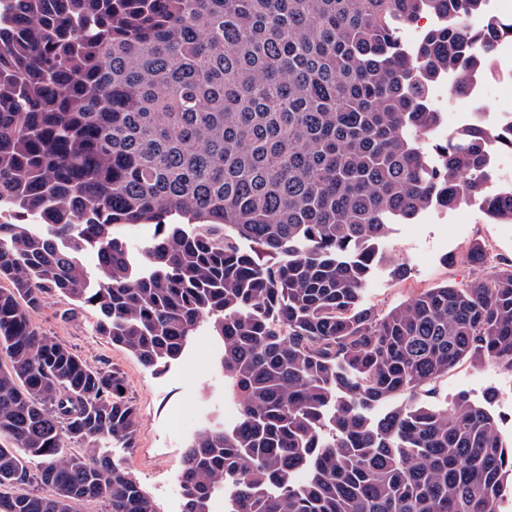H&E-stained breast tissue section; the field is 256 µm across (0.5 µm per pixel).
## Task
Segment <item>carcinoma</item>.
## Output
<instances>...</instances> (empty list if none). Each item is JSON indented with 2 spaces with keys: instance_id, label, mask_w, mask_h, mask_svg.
Here are the masks:
<instances>
[{
  "instance_id": "cac0c4a2",
  "label": "carcinoma",
  "mask_w": 512,
  "mask_h": 512,
  "mask_svg": "<svg viewBox=\"0 0 512 512\" xmlns=\"http://www.w3.org/2000/svg\"><path fill=\"white\" fill-rule=\"evenodd\" d=\"M485 6L0 0V512H157L107 452L135 446L125 378L38 329L52 296L147 368L204 322L223 342L238 418L185 448L183 512H499L498 420L422 394L465 359L512 371V260L475 243L481 276L362 300L391 225L469 203L512 147L485 118L433 138L425 100L512 35ZM484 214L511 224L512 191ZM135 224L155 225L136 250Z\"/></svg>"
}]
</instances>
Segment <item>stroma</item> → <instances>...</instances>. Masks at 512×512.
Instances as JSON below:
<instances>
[{
  "label": "stroma",
  "mask_w": 512,
  "mask_h": 512,
  "mask_svg": "<svg viewBox=\"0 0 512 512\" xmlns=\"http://www.w3.org/2000/svg\"><path fill=\"white\" fill-rule=\"evenodd\" d=\"M485 246L491 259H512V224H493L474 205L429 209L412 224L393 225L384 250L389 256L377 267L364 292L365 305L386 311L427 288L473 278L467 252L472 243ZM406 268L394 278V264ZM97 315L90 308L70 309L48 298L35 316L41 330L58 337L90 364L120 370L139 412L136 445L112 454L134 475L154 500L158 512H183L179 470L184 449L210 419L233 424L237 404L227 394L216 370L221 347L207 327H200L181 356L158 370L145 368L126 350L112 346L94 332ZM434 403L459 394L489 403L499 419L504 442L512 441V372L492 361H462L433 385Z\"/></svg>",
  "instance_id": "1"
}]
</instances>
